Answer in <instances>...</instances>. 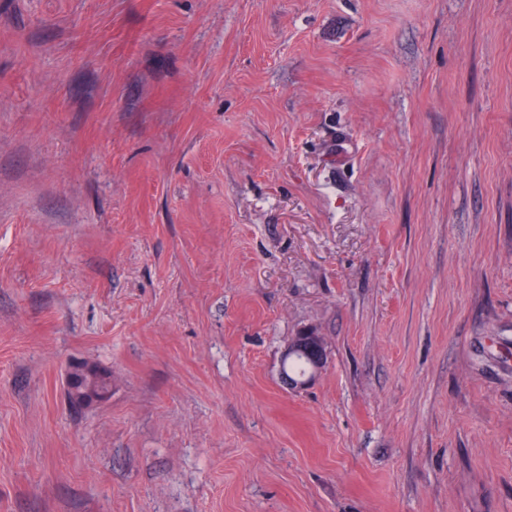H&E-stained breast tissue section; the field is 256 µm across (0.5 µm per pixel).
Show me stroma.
<instances>
[{
    "instance_id": "obj_1",
    "label": "stroma",
    "mask_w": 512,
    "mask_h": 512,
    "mask_svg": "<svg viewBox=\"0 0 512 512\" xmlns=\"http://www.w3.org/2000/svg\"><path fill=\"white\" fill-rule=\"evenodd\" d=\"M0 512H512V0H0ZM308 332H302L298 336H294L291 342L288 344V348L284 353L283 357H288L289 354H293L295 352L305 351L310 354L313 352V355H310V371L305 379L302 380H294L289 379L288 376L294 378H300L304 376L308 369L309 364L308 361L304 358H288V361L284 364V371L288 374V376L282 374L283 380L289 389L296 390L301 389L305 386L309 381L312 380L314 375L318 373L325 365L327 360V350L326 344L323 342L320 336H315L314 334H309ZM307 344V349H305V345ZM73 375L77 377V393L80 396L89 390L92 392H108L111 388L110 375L101 368L87 363H77L71 368Z\"/></svg>"
}]
</instances>
